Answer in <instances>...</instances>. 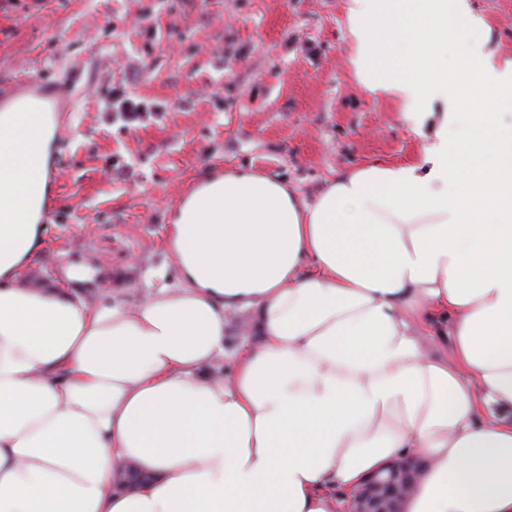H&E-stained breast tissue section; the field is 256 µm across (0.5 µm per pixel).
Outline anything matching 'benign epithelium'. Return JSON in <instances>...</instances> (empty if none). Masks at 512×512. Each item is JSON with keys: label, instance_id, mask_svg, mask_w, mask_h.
Returning <instances> with one entry per match:
<instances>
[{"label": "benign epithelium", "instance_id": "obj_1", "mask_svg": "<svg viewBox=\"0 0 512 512\" xmlns=\"http://www.w3.org/2000/svg\"><path fill=\"white\" fill-rule=\"evenodd\" d=\"M419 477L414 459L387 465L349 496L346 512H404L406 497Z\"/></svg>", "mask_w": 512, "mask_h": 512}]
</instances>
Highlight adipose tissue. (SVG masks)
<instances>
[{
  "label": "adipose tissue",
  "instance_id": "1",
  "mask_svg": "<svg viewBox=\"0 0 512 512\" xmlns=\"http://www.w3.org/2000/svg\"><path fill=\"white\" fill-rule=\"evenodd\" d=\"M347 20L366 89L417 127L443 100L419 158L310 203L251 170L199 179L168 215L177 282L130 304H88L86 263L19 285L57 129L0 112V512H336L405 456L426 461L405 512H512V61L449 78L438 52L485 26L468 0H347ZM129 465L148 481L127 491Z\"/></svg>",
  "mask_w": 512,
  "mask_h": 512
}]
</instances>
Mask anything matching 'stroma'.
<instances>
[{
    "instance_id": "stroma-1",
    "label": "stroma",
    "mask_w": 512,
    "mask_h": 512,
    "mask_svg": "<svg viewBox=\"0 0 512 512\" xmlns=\"http://www.w3.org/2000/svg\"><path fill=\"white\" fill-rule=\"evenodd\" d=\"M470 6L486 27L463 31L462 50L512 60V0ZM353 53L346 0H0V86L74 83L45 251L21 281L61 285L82 261L108 276L87 301L130 303L176 281L167 211L211 171L251 169L311 202L367 163L413 162L442 103L414 130L364 88ZM107 87L148 117L128 126Z\"/></svg>"
}]
</instances>
